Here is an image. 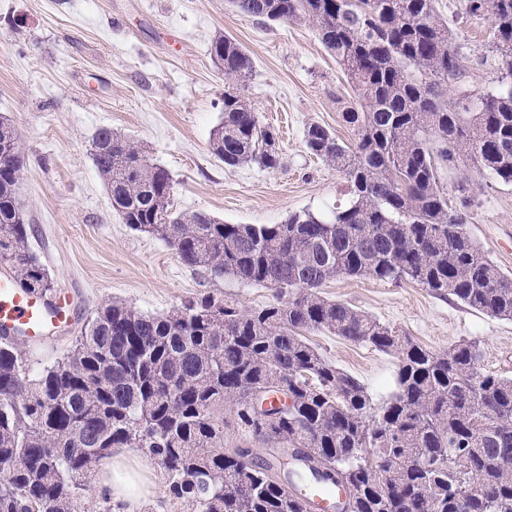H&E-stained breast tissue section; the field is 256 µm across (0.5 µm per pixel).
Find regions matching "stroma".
Returning <instances> with one entry per match:
<instances>
[{
	"mask_svg": "<svg viewBox=\"0 0 512 512\" xmlns=\"http://www.w3.org/2000/svg\"><path fill=\"white\" fill-rule=\"evenodd\" d=\"M466 58L471 85L495 87L484 64L491 22L466 13L463 0H439ZM224 35L242 45L255 75L244 94L283 157L277 170L229 167L210 141L224 116V78L210 44ZM353 92L314 29L240 14L227 0H0V114L8 116L27 158L20 197L31 245L55 291L69 292L74 318L42 345H29L40 370L71 348L107 303L162 314L204 291L246 308L275 301L273 289L207 279L175 250L131 230L113 211L90 154L101 126L135 141L173 180L176 210L205 212L229 224H278L293 212L332 207L345 179L311 155L303 132L319 123L352 138L337 105ZM450 200L475 199L467 227L490 259L512 273V186L469 167L442 169ZM326 297L346 302L439 352L476 341L480 368L512 377V321L498 320L414 284L338 277ZM308 342L356 377L375 403L395 389L397 360L325 333Z\"/></svg>",
	"mask_w": 512,
	"mask_h": 512,
	"instance_id": "obj_1",
	"label": "stroma"
}]
</instances>
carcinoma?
Wrapping results in <instances>:
<instances>
[{
    "instance_id": "carcinoma-1",
    "label": "carcinoma",
    "mask_w": 512,
    "mask_h": 512,
    "mask_svg": "<svg viewBox=\"0 0 512 512\" xmlns=\"http://www.w3.org/2000/svg\"><path fill=\"white\" fill-rule=\"evenodd\" d=\"M240 13L305 22L344 70L355 99L339 142L311 123L306 149L340 171L346 200L294 212L281 224H226L176 211L169 172L131 139L95 131L94 165L112 210L212 279L273 288L244 309L214 292L147 314L108 303L72 348L37 374L15 337L0 335V512H81L89 477L114 448L147 455L169 496L193 512H309L303 491L341 487L352 512H512V378L478 367L476 343L433 353L377 318L322 295L338 276L408 282L512 321V274L502 272L451 207L443 164L471 162L512 186V0H465L492 21L490 65L500 88L451 89L464 56L438 0H230ZM210 53L224 76V121L212 152L227 166H281L274 134L238 90L255 74L238 43ZM27 159L0 115V263L33 294L53 284L30 247L20 199ZM323 332L398 360L383 405L306 340ZM293 403L259 431L253 400ZM229 409L231 419L224 418ZM232 427L265 456L224 448ZM305 448L320 468L289 465Z\"/></svg>"
}]
</instances>
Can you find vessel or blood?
Instances as JSON below:
<instances>
[{
  "instance_id": "b4317fda",
  "label": "vessel or blood",
  "mask_w": 512,
  "mask_h": 512,
  "mask_svg": "<svg viewBox=\"0 0 512 512\" xmlns=\"http://www.w3.org/2000/svg\"><path fill=\"white\" fill-rule=\"evenodd\" d=\"M71 319L70 301L66 294L53 300L17 288L14 281L0 275V332L22 329L28 338L45 336L48 328L67 324Z\"/></svg>"
}]
</instances>
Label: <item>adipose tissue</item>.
<instances>
[{
	"label": "adipose tissue",
	"mask_w": 512,
	"mask_h": 512,
	"mask_svg": "<svg viewBox=\"0 0 512 512\" xmlns=\"http://www.w3.org/2000/svg\"><path fill=\"white\" fill-rule=\"evenodd\" d=\"M98 488L110 499L113 512H140L155 492L152 465L133 450L113 449L100 471Z\"/></svg>",
	"instance_id": "obj_1"
}]
</instances>
